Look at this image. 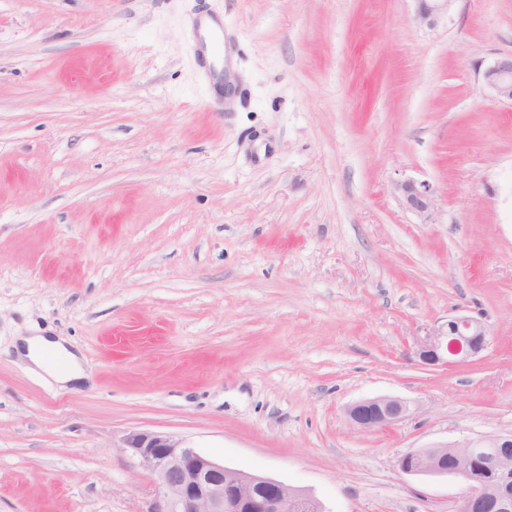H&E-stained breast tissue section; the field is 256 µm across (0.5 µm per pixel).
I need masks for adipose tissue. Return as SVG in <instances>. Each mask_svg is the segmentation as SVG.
I'll return each mask as SVG.
<instances>
[{"mask_svg":"<svg viewBox=\"0 0 512 512\" xmlns=\"http://www.w3.org/2000/svg\"><path fill=\"white\" fill-rule=\"evenodd\" d=\"M18 354L28 361L30 370L52 378L60 387L76 384L85 377L79 356L61 339L43 335L21 337Z\"/></svg>","mask_w":512,"mask_h":512,"instance_id":"obj_1","label":"adipose tissue"}]
</instances>
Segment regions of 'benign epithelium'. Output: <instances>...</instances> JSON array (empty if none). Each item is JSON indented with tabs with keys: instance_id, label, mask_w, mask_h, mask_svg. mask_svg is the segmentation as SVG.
<instances>
[{
	"instance_id": "obj_1",
	"label": "benign epithelium",
	"mask_w": 512,
	"mask_h": 512,
	"mask_svg": "<svg viewBox=\"0 0 512 512\" xmlns=\"http://www.w3.org/2000/svg\"><path fill=\"white\" fill-rule=\"evenodd\" d=\"M415 2L416 20L433 28L453 0ZM482 79L498 99L512 103V54L486 67ZM396 191L408 210L425 222L432 219L435 195L429 183L406 179ZM488 345L485 322L458 313L417 341L416 354L425 365H461ZM346 413L355 428L375 431L408 419L414 408L401 397L377 396L352 404ZM476 448L494 449L485 466L497 483L480 480L464 466ZM123 449L155 476L157 497L150 512H327L309 492L226 467L166 433L132 431ZM398 467L410 476L456 478L461 486L456 512H512V433L411 448L399 457Z\"/></svg>"
}]
</instances>
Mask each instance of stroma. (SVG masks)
Returning <instances> with one entry per match:
<instances>
[{
	"mask_svg": "<svg viewBox=\"0 0 512 512\" xmlns=\"http://www.w3.org/2000/svg\"><path fill=\"white\" fill-rule=\"evenodd\" d=\"M224 19L215 107L189 32ZM512 0H0V512H150L162 432L328 512H451L435 442L512 431ZM429 182L432 223L397 182ZM482 317L479 359L416 338ZM64 338L88 378L30 373ZM392 395L372 432L345 409ZM417 2L415 18L420 24L430 28L448 15V9L452 0H414ZM482 79L498 99L512 104V53L496 59L486 67ZM487 326L482 319L465 313L448 316L445 323L416 342L419 360L430 366L461 365L473 361L489 345ZM18 339V355L28 361L33 372L52 378L62 388L86 377L80 357L65 346L64 340L43 335L18 336ZM49 354L61 358L64 364H55ZM352 425L361 431H375L408 419L414 408L401 397L377 396L360 400L346 410Z\"/></svg>",
	"mask_w": 512,
	"mask_h": 512,
	"instance_id": "stroma-1",
	"label": "stroma"
}]
</instances>
